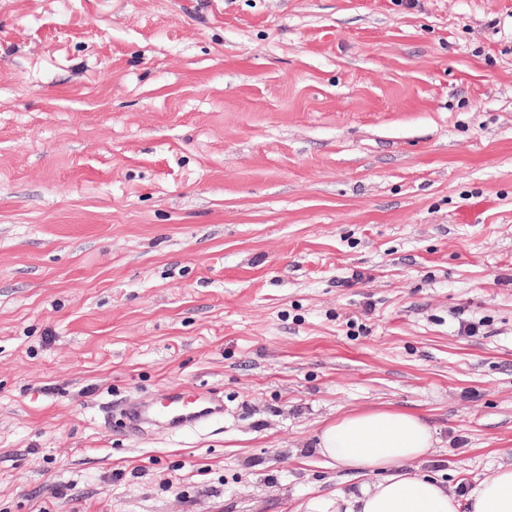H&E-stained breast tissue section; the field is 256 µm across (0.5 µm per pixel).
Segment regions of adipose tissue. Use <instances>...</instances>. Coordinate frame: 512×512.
Here are the masks:
<instances>
[{
    "mask_svg": "<svg viewBox=\"0 0 512 512\" xmlns=\"http://www.w3.org/2000/svg\"><path fill=\"white\" fill-rule=\"evenodd\" d=\"M434 443L427 421L406 410L353 411L324 424L318 452L360 482L349 492L310 497L297 512H512V463L462 499L424 473Z\"/></svg>",
    "mask_w": 512,
    "mask_h": 512,
    "instance_id": "1",
    "label": "adipose tissue"
}]
</instances>
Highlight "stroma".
I'll return each instance as SVG.
<instances>
[{
	"label": "stroma",
	"mask_w": 512,
	"mask_h": 512,
	"mask_svg": "<svg viewBox=\"0 0 512 512\" xmlns=\"http://www.w3.org/2000/svg\"><path fill=\"white\" fill-rule=\"evenodd\" d=\"M371 408L512 461V0H0V512H295ZM223 413L222 405L204 395L187 398L172 390L154 405H132L125 412L128 427L140 431L143 424L163 419L174 432L193 430Z\"/></svg>",
	"instance_id": "1"
}]
</instances>
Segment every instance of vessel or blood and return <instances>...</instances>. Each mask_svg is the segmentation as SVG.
<instances>
[{"label": "vessel or blood", "mask_w": 512, "mask_h": 512, "mask_svg": "<svg viewBox=\"0 0 512 512\" xmlns=\"http://www.w3.org/2000/svg\"><path fill=\"white\" fill-rule=\"evenodd\" d=\"M222 405L203 395L186 397L179 391H170L154 405H133L125 417L131 429H139L143 424L161 419L176 432L192 430L221 415Z\"/></svg>", "instance_id": "1"}]
</instances>
